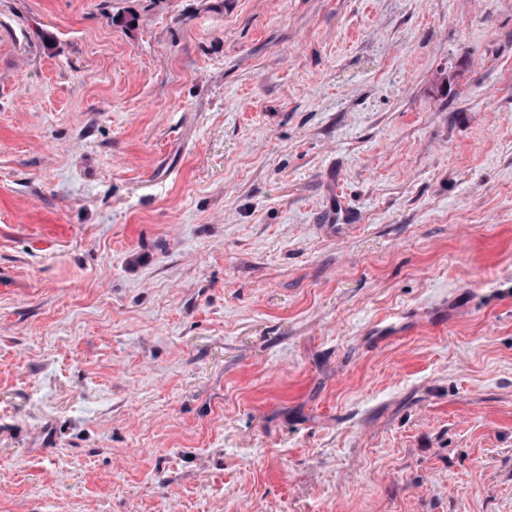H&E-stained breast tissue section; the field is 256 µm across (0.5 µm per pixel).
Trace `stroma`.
<instances>
[{
    "label": "stroma",
    "instance_id": "obj_1",
    "mask_svg": "<svg viewBox=\"0 0 512 512\" xmlns=\"http://www.w3.org/2000/svg\"><path fill=\"white\" fill-rule=\"evenodd\" d=\"M0 512H512V0H0Z\"/></svg>",
    "mask_w": 512,
    "mask_h": 512
}]
</instances>
